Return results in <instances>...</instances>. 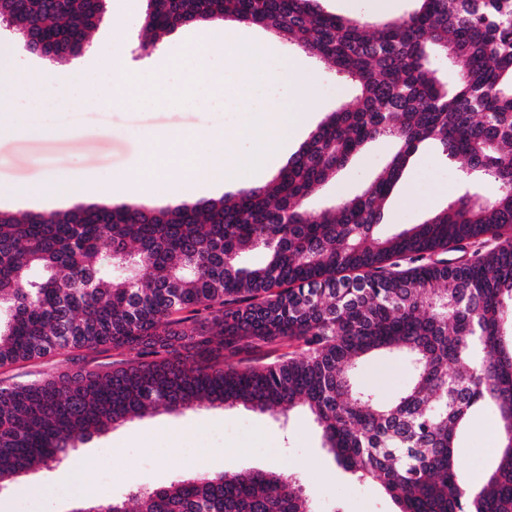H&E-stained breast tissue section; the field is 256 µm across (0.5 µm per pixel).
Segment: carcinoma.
I'll list each match as a JSON object with an SVG mask.
<instances>
[{"instance_id":"cac0c4a2","label":"carcinoma","mask_w":512,"mask_h":512,"mask_svg":"<svg viewBox=\"0 0 512 512\" xmlns=\"http://www.w3.org/2000/svg\"><path fill=\"white\" fill-rule=\"evenodd\" d=\"M105 2L0 0V20L56 64L89 50ZM414 2L371 25L319 0H147L144 54L180 26L257 25L331 65L358 106L329 113L267 184L203 205L0 212V368L84 353L71 373L0 384V488L160 408L302 404L335 462L378 482L397 512H512V0ZM435 51L461 65L452 90ZM380 138L397 150L360 193L305 206ZM425 141L499 192L468 189L382 237L384 205ZM188 320L200 332L184 333ZM108 347L137 356L105 371L87 360ZM376 352L411 373L391 400L354 381ZM481 408L496 417L495 463L470 485L455 450ZM72 512L313 510L294 473L257 470Z\"/></svg>"}]
</instances>
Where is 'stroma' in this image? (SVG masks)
<instances>
[{"instance_id": "35a3bbf8", "label": "stroma", "mask_w": 512, "mask_h": 512, "mask_svg": "<svg viewBox=\"0 0 512 512\" xmlns=\"http://www.w3.org/2000/svg\"><path fill=\"white\" fill-rule=\"evenodd\" d=\"M145 8L146 0H133L132 7L122 15L106 11L91 35L92 50L56 67L31 54L14 34L2 33L0 64L38 69L54 89L63 87L71 72L118 49L124 51L132 67H145L152 57L137 49ZM264 65L271 73L286 72L293 78L310 73L315 106L296 129L287 154L273 159L256 177L259 185L269 182L287 165L290 153L308 140L329 112L355 106L358 95L352 83L284 41L278 53L265 58ZM244 118L241 112H190L180 107L104 112L88 101L80 108L77 137L50 134L38 140H17L7 133L0 135V179L34 182L52 176L69 183L90 173L106 182L131 166L146 134L186 126L222 125L229 129ZM392 149V142L386 139L369 143L335 182L309 197L308 208L316 210L326 200L355 194L381 170ZM465 188L460 161L447 159L435 143L421 144L385 205L380 234L392 235L423 223ZM88 205V200L63 191L44 202L0 199V211L19 216L50 215ZM70 359L65 352L0 368V382L27 383L48 373L63 372L70 368ZM356 374L359 385L380 399L396 396L410 380L406 365L382 358L360 362ZM494 424L492 410L486 409L474 414L461 434L458 466L471 482H480L494 462ZM202 461L217 472L275 469L296 473L317 512L395 509L377 483L356 480L336 464L323 446L320 427L305 410L298 408L284 417L242 407L201 404L174 413L162 411L137 417L93 436L79 444L61 466L30 472L0 492V512H19L21 502L33 496L40 499L44 512H72L76 506L72 493L80 482L90 485L99 498L124 499L135 488L164 485L194 475Z\"/></svg>"}]
</instances>
